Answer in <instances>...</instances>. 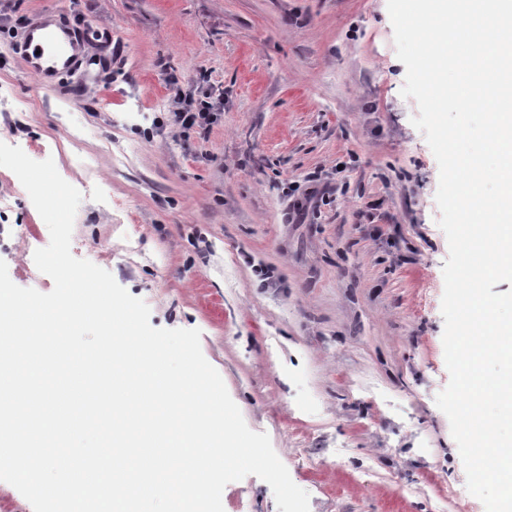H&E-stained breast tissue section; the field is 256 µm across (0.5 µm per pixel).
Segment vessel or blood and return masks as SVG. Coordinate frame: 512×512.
I'll return each mask as SVG.
<instances>
[{"instance_id":"vessel-or-blood-1","label":"vessel or blood","mask_w":512,"mask_h":512,"mask_svg":"<svg viewBox=\"0 0 512 512\" xmlns=\"http://www.w3.org/2000/svg\"><path fill=\"white\" fill-rule=\"evenodd\" d=\"M82 49L83 44L71 27L53 28L40 24L26 31L20 52L40 76L42 87L47 88L51 85V75L67 65L73 53Z\"/></svg>"}]
</instances>
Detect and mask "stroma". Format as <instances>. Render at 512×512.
Returning a JSON list of instances; mask_svg holds the SVG:
<instances>
[{"label": "stroma", "mask_w": 512, "mask_h": 512, "mask_svg": "<svg viewBox=\"0 0 512 512\" xmlns=\"http://www.w3.org/2000/svg\"><path fill=\"white\" fill-rule=\"evenodd\" d=\"M0 2V142L81 192L75 257L143 299L153 327L200 330L310 512H485L435 403L449 247L387 0ZM50 16L86 49L45 89L15 47ZM104 30L116 51H99ZM172 73L223 94L208 132L153 128ZM49 242L0 167L16 285L53 289L33 260ZM222 504L278 512L254 475Z\"/></svg>", "instance_id": "stroma-1"}]
</instances>
